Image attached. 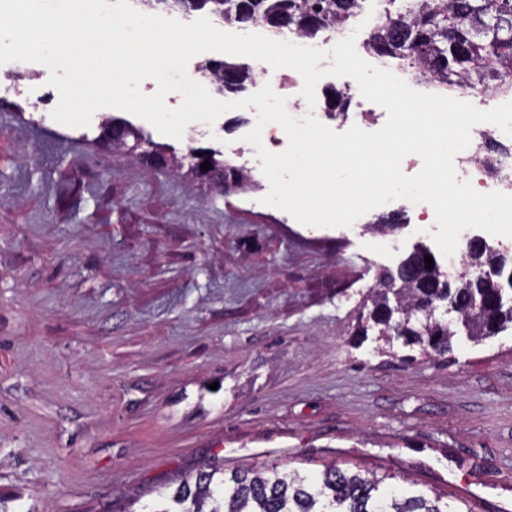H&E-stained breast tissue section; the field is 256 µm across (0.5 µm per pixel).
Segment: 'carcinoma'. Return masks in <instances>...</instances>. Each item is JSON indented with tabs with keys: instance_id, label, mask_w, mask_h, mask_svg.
I'll return each instance as SVG.
<instances>
[{
	"instance_id": "cac0c4a2",
	"label": "carcinoma",
	"mask_w": 512,
	"mask_h": 512,
	"mask_svg": "<svg viewBox=\"0 0 512 512\" xmlns=\"http://www.w3.org/2000/svg\"><path fill=\"white\" fill-rule=\"evenodd\" d=\"M365 0H196V8L235 22L263 24L276 34L285 31L315 37L347 24ZM386 12L366 40L380 58L399 61L425 84L451 90L466 83L485 94L512 92V0H384ZM208 74L222 84L234 75L228 92L244 89L250 74L234 64L210 63ZM113 146L131 136L125 124L107 128ZM466 276L444 280L438 265L412 254L396 271L381 274L370 319L394 330L407 345L420 344L439 356L452 352L461 332L480 341L512 324V270L504 255L488 247L468 252ZM399 304L389 305V294ZM201 470L171 497V505L151 512H472L440 504V498L408 495L383 486L385 477H366L337 466L316 478L282 475L275 467L239 471Z\"/></svg>"
}]
</instances>
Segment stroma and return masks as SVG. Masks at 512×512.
<instances>
[{"instance_id":"1","label":"stroma","mask_w":512,"mask_h":512,"mask_svg":"<svg viewBox=\"0 0 512 512\" xmlns=\"http://www.w3.org/2000/svg\"><path fill=\"white\" fill-rule=\"evenodd\" d=\"M40 65L0 97V512H149L202 467L389 473L512 512V329L444 357L371 327L380 271L431 235L314 227L170 170L229 152L251 109L190 140L120 109L56 122ZM121 119L157 147L113 151Z\"/></svg>"}]
</instances>
